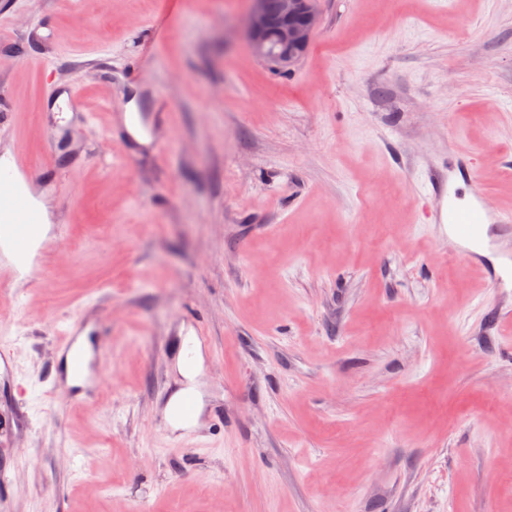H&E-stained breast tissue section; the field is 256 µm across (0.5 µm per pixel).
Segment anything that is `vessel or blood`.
<instances>
[{
  "mask_svg": "<svg viewBox=\"0 0 512 512\" xmlns=\"http://www.w3.org/2000/svg\"><path fill=\"white\" fill-rule=\"evenodd\" d=\"M477 155L448 146L447 167L430 174L425 182L427 197L433 204L434 223L448 227V236L454 242L459 257L475 265L484 252L500 256V264L490 265L488 284L494 288L512 285V264L505 258L512 253V211L488 207L485 193L476 187ZM30 164L23 152H16L10 172L0 174V283L14 279L18 274L16 256L30 254L35 241L42 234L41 216L37 209L14 187L15 181L28 177ZM470 183L469 197H462L459 183ZM79 324H72L59 343L69 356L75 372L87 376L104 377L102 365L86 360L79 350Z\"/></svg>",
  "mask_w": 512,
  "mask_h": 512,
  "instance_id": "obj_1",
  "label": "vessel or blood"
}]
</instances>
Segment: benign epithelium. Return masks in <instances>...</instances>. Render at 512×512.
<instances>
[{
    "mask_svg": "<svg viewBox=\"0 0 512 512\" xmlns=\"http://www.w3.org/2000/svg\"><path fill=\"white\" fill-rule=\"evenodd\" d=\"M244 32L253 55L279 70H289L311 44L319 14L317 0H250Z\"/></svg>",
    "mask_w": 512,
    "mask_h": 512,
    "instance_id": "obj_1",
    "label": "benign epithelium"
}]
</instances>
